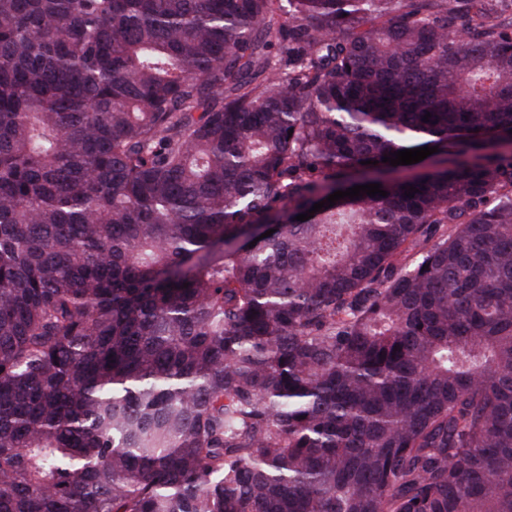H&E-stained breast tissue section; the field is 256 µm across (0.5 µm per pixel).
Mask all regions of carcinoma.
I'll return each mask as SVG.
<instances>
[{"label":"carcinoma","instance_id":"obj_1","mask_svg":"<svg viewBox=\"0 0 512 512\" xmlns=\"http://www.w3.org/2000/svg\"><path fill=\"white\" fill-rule=\"evenodd\" d=\"M0 512H512L498 0H0Z\"/></svg>","mask_w":512,"mask_h":512}]
</instances>
